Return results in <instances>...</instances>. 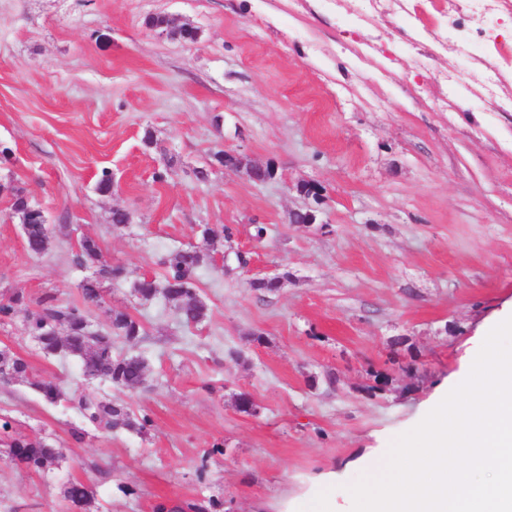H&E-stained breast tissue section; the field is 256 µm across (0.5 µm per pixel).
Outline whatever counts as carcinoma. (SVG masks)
<instances>
[{
  "label": "carcinoma",
  "instance_id": "obj_1",
  "mask_svg": "<svg viewBox=\"0 0 512 512\" xmlns=\"http://www.w3.org/2000/svg\"><path fill=\"white\" fill-rule=\"evenodd\" d=\"M13 216L22 225L26 250L33 256H41L49 250L51 237L44 224L42 209L33 204L21 192L10 189ZM71 265L93 270V276L84 278L78 285L80 303L62 304L50 291L42 294L36 307H30L27 298L14 293L0 298V323H9L23 317L30 336L39 343L41 352L48 355H68L82 362L83 372L93 378L110 382L121 391L135 392L143 388L147 372V359L140 353L128 351L113 355V340L139 342L146 335L142 323L129 313L110 310L109 324L105 333L93 334L88 329L87 313L92 306L104 304L103 284L118 281L123 276L119 267L107 264L98 242L83 237L69 253ZM211 260V257L194 248L172 253L165 261L163 278L156 280L142 277L131 285L141 300H152L161 295L178 305L182 321L196 325L205 316V306L198 295L182 291L184 279ZM10 370V380L25 379L44 402L56 405L69 400L61 386L50 378L30 379L28 362L14 354L0 352V367ZM77 407L93 427L106 432L126 430L141 433L149 423L147 416L137 417L118 401L81 394ZM12 424L6 420L0 424V435L5 437V453L11 461L34 472H44L64 458L63 449L45 439H30L11 434ZM65 499L81 510L90 508L92 495L80 481H72L64 492Z\"/></svg>",
  "mask_w": 512,
  "mask_h": 512
}]
</instances>
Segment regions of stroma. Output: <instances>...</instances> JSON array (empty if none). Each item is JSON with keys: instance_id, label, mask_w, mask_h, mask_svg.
I'll return each instance as SVG.
<instances>
[{"instance_id": "stroma-1", "label": "stroma", "mask_w": 512, "mask_h": 512, "mask_svg": "<svg viewBox=\"0 0 512 512\" xmlns=\"http://www.w3.org/2000/svg\"><path fill=\"white\" fill-rule=\"evenodd\" d=\"M358 12V0L339 11L328 0H0V146L11 149L0 183L53 230L50 250L30 255L0 195V296L78 300L84 274L68 254L92 237L124 270L104 285L107 306L147 333L114 351L143 353L149 370L144 390L116 393L77 358L45 357L19 319L0 324V350L66 393L117 395L151 418L141 434L102 433L72 403L0 383V418L65 454L40 473L0 455V512H70L74 480L101 512L194 499L223 512H275L284 499L298 512L329 472L348 512L353 462L414 428L471 368L512 308V111L437 80L494 65L461 54L470 27L423 57L416 22ZM155 15L178 17L196 40L157 35ZM220 150L277 177L215 168L196 180ZM105 169L108 194L96 189ZM306 182L324 190L309 228L290 221L311 204ZM116 208L130 217L119 231ZM203 224L228 234L207 241ZM190 246L212 257L195 274L206 315L193 326L174 302L131 292ZM276 275L277 291L254 288ZM374 370L389 383L372 398ZM243 393L255 413L239 410Z\"/></svg>"}]
</instances>
